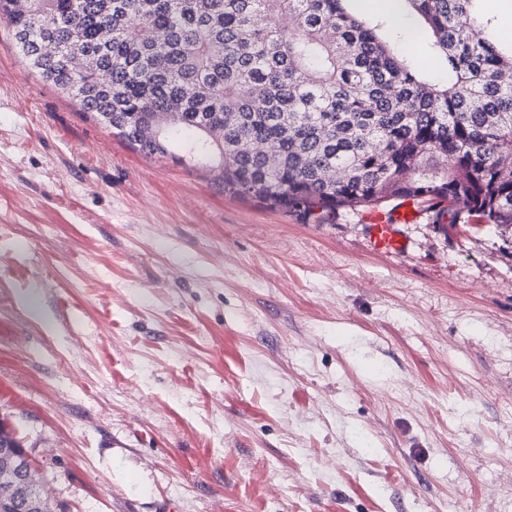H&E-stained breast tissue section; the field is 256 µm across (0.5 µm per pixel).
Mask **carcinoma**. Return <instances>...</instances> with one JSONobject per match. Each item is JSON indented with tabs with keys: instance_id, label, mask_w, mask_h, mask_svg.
Instances as JSON below:
<instances>
[{
	"instance_id": "1",
	"label": "carcinoma",
	"mask_w": 512,
	"mask_h": 512,
	"mask_svg": "<svg viewBox=\"0 0 512 512\" xmlns=\"http://www.w3.org/2000/svg\"><path fill=\"white\" fill-rule=\"evenodd\" d=\"M344 2L0 0V18L113 135L230 195L326 213L425 198L512 228V39L481 0H402L445 65L430 81Z\"/></svg>"
}]
</instances>
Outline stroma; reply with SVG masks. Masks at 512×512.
Returning <instances> with one entry per match:
<instances>
[{
  "label": "stroma",
  "instance_id": "stroma-1",
  "mask_svg": "<svg viewBox=\"0 0 512 512\" xmlns=\"http://www.w3.org/2000/svg\"><path fill=\"white\" fill-rule=\"evenodd\" d=\"M388 0H346L444 77ZM371 248L128 146L0 19V419L52 512H512V233Z\"/></svg>",
  "mask_w": 512,
  "mask_h": 512
}]
</instances>
